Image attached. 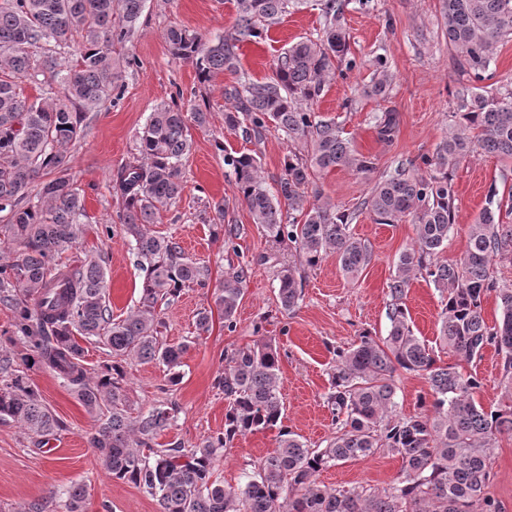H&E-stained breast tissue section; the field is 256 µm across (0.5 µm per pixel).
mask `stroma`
<instances>
[{
  "label": "stroma",
  "instance_id": "1",
  "mask_svg": "<svg viewBox=\"0 0 512 512\" xmlns=\"http://www.w3.org/2000/svg\"><path fill=\"white\" fill-rule=\"evenodd\" d=\"M441 11V0H368L364 5L349 0L345 9L349 49L359 67L330 81L314 111L320 119L336 121L358 152L374 157L376 168L370 174L339 168L317 175L312 188L320 202L353 214L352 231L369 244L372 257L354 280L343 275L335 257H327L306 272L303 299L295 312L288 314L280 306L276 266L289 261L290 251L287 245L273 243L253 223L214 142L220 139L227 147L257 153L262 176L272 191L277 188L288 143L274 130L259 143L243 133L226 132L224 87L233 82V74L199 83L192 64L175 58L164 39L172 26L193 30L209 40L224 37L235 22V0H146L137 33L126 46L138 63L123 72L120 98L89 113L83 137L68 149L87 218L79 248L64 254L62 261L74 264L88 254L102 255L113 318H124L137 307L142 273L129 249V239L119 230L109 237L101 232L103 225L115 222L121 208L112 181L118 169L135 156L137 135L155 105L174 102L186 109L207 104L208 126L190 129L193 148L183 162L181 197L161 211L150 230L174 236L190 259L208 267L211 281L223 279L229 269L244 268V295L231 330L214 314L208 288L183 289L175 302L163 308L167 341L191 343L182 358L179 384L168 382L161 364L128 361L124 388L131 414L163 402L179 406L175 421L161 433L159 443L179 441L192 446L223 430L227 402L216 385L224 370L223 354L261 337L275 341L280 351L283 424L314 448L325 447L334 437L336 426L326 403L333 352L348 348L366 330L387 336L388 283L399 255L416 236L410 221L379 224L358 205L379 177L393 173L408 160L433 153L454 124L459 97L471 94L475 87L460 63V53L448 43ZM322 28L315 0H302L271 28L268 40L242 43L241 71L258 80L268 77L274 60L289 44L302 36L316 38ZM377 56L386 59L393 76L384 99L364 93L372 78L370 61ZM390 109L397 112L399 127L392 140L383 141L377 136L375 117ZM506 174H512V161L481 152L471 154L454 170L456 217L442 259L452 261L465 252L469 226L484 207L489 186L501 182ZM212 200L223 201L225 223L240 228L233 247H225L223 238L212 234L211 213L205 208ZM405 303L415 334L434 343L445 305L441 292L431 282L417 278L407 290ZM206 310L212 311L213 317L204 333L197 321ZM436 359L462 373L477 374L482 387L474 398L486 409L512 406V382L504 378L502 359L494 349H486L481 358L470 362L440 349ZM28 375L61 427L49 448L40 451L19 423L0 420V512H27L37 500L44 502V512H68L67 491L75 484L87 490L84 512H157L156 502L147 493L112 480L96 461L87 442L94 419L77 395L51 370L36 366ZM275 447L271 431L234 440L216 464L218 479L239 486L258 459ZM401 467L399 456L381 450L328 467L317 479L335 488L378 492L399 477ZM490 470L491 496L499 501L502 512H512V436L500 437Z\"/></svg>",
  "mask_w": 512,
  "mask_h": 512
}]
</instances>
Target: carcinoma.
Wrapping results in <instances>:
<instances>
[{
  "label": "carcinoma",
  "mask_w": 512,
  "mask_h": 512,
  "mask_svg": "<svg viewBox=\"0 0 512 512\" xmlns=\"http://www.w3.org/2000/svg\"><path fill=\"white\" fill-rule=\"evenodd\" d=\"M291 0H235L233 32L215 41L186 28L171 27L164 38L172 55L191 63L200 82L228 71L224 86V127L257 140L274 128L288 140L277 194L261 178V159L249 152L224 153L253 223L271 241L288 244L296 260L277 272L284 311L302 300V279L330 256L345 276L355 279L371 251L351 228L353 215L325 204H307L306 192L319 172L346 168L367 174L371 157L342 136L336 122L315 116L305 102L320 98L327 81L358 68L350 56L345 28L346 0H317L325 19L316 39L302 37L278 57L272 76L256 81L240 71L241 43L262 38L288 13ZM144 0H0V302L14 310L13 335L32 355L15 366L0 356V419L20 423L39 448L49 444L56 417L40 400L25 370L30 364L53 370L95 418L88 443L109 476L156 500L158 512H501L488 494V462L498 437L512 435V407L488 411L473 393L482 387L475 374L440 366L429 345L416 336L404 298L420 276L446 294L438 345L470 362L492 346L512 382V286L500 285L495 260L512 261V187L508 196L490 186L469 229L468 247L452 262L438 260L454 224L456 195L451 174L474 151L512 160V91L479 87L461 97L456 128L420 157L426 172L400 167L380 178L359 205L381 224L412 217L413 245L402 252L388 285L391 297L388 336L368 332L336 352L327 404L339 423L334 439L312 448L282 425L280 356L260 338L224 353L217 385L228 406L224 430L192 448L157 438L174 420L177 406L162 403L136 417L124 400L125 363L158 362L169 383L180 380L181 357L190 344H170L158 307L169 305L186 287L209 286L207 270L185 255L173 238L148 226L183 191V160L192 149L189 123L208 124L197 106L156 105L137 136L138 157L113 179L121 198L118 220L130 237L143 273L138 306L120 320L106 300V272L100 258L87 255L62 268L61 255L79 244L83 233V195L70 173L68 148L80 136L87 114L121 90L113 47L131 41ZM448 44L465 58L472 79L488 74L493 51L512 37V0H442ZM76 55L75 65L59 69V56ZM365 93L385 97L392 84L386 60L372 61ZM40 85L33 100L19 95L17 83ZM397 113L377 118L383 140L397 132ZM218 223L214 235L233 243L237 228L224 227V200L210 204ZM299 213L284 217L283 209ZM244 270L228 272L213 286L214 304L224 326L234 327L242 299ZM495 295L501 315L490 325L483 316L485 297ZM106 346L112 362L90 376L82 364L78 339ZM399 371L421 375L433 401L428 412L395 413L394 377ZM278 429L277 449L261 458L237 488L213 478L216 463L241 436ZM385 449L402 460V474L378 493L321 485L316 475L332 463L368 457Z\"/></svg>",
  "instance_id": "obj_1"
}]
</instances>
